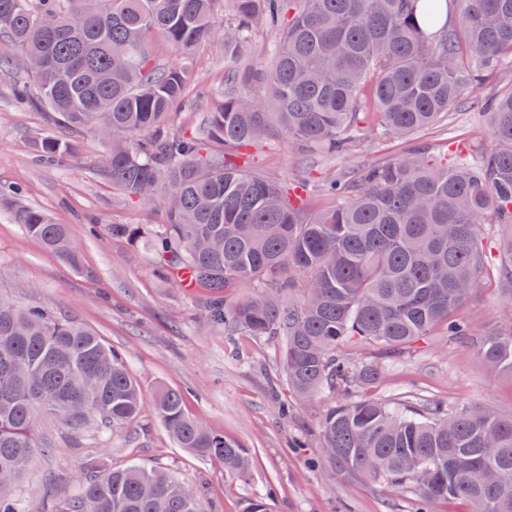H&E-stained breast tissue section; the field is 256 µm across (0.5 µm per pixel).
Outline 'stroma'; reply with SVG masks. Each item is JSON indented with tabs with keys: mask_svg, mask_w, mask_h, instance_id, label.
<instances>
[{
	"mask_svg": "<svg viewBox=\"0 0 512 512\" xmlns=\"http://www.w3.org/2000/svg\"><path fill=\"white\" fill-rule=\"evenodd\" d=\"M196 81L224 82L229 60L219 41L197 51ZM0 82V185L23 184L25 203L68 225L81 243L80 269H73L0 212V293L21 306H48L58 315L94 330L120 351L145 392L165 386L184 394L189 416L205 422L225 440L246 448L248 475L224 472L188 455L166 433L152 406L114 432L76 433L42 418L35 435L44 450L32 470L8 490L23 512H46L75 490L90 460L118 469L132 463L160 467L197 486L209 512H245L248 502L266 498L271 512H412L411 494H390L375 483L332 476L321 454L319 426L330 397L293 409L294 396L282 373L285 339L202 330L205 309L196 287L168 273L149 235L162 224L159 208L129 198L99 168L106 147L85 133L62 130L80 158L60 168L38 166L32 151L36 133L51 128L48 113L18 109ZM487 90H469L448 121L420 132L422 143L461 147L480 159L491 147ZM404 139L364 140L352 153L303 160L287 139L273 135L253 148L254 166L283 182L325 179L399 155ZM109 224H139L145 237L131 242L107 233ZM461 312L475 336L459 342L433 336L414 355L386 359L371 396L408 405L480 404L512 416V375L489 368L477 352L480 332L512 320V302L488 272H481Z\"/></svg>",
	"mask_w": 512,
	"mask_h": 512,
	"instance_id": "obj_1",
	"label": "stroma"
}]
</instances>
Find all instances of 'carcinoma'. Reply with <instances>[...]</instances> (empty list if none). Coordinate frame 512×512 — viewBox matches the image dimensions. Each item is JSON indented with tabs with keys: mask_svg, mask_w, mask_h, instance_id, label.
<instances>
[{
	"mask_svg": "<svg viewBox=\"0 0 512 512\" xmlns=\"http://www.w3.org/2000/svg\"><path fill=\"white\" fill-rule=\"evenodd\" d=\"M229 18L217 24L221 3ZM275 33L270 61L240 56L254 31ZM176 50L162 61L148 38ZM224 41L234 66L197 91L208 112L194 132L176 109L195 81L194 51ZM10 98L106 144L101 168L130 198L158 206L160 257L201 290L205 327L283 336L282 367L297 404L336 397L320 424L331 472L412 488L416 512L445 502L512 512V416L477 404L403 407L357 392L435 332L465 339L458 315L487 259L481 224L512 229V0H0V81ZM490 84L493 148L475 162L426 145L311 195L248 166L277 130L299 153H347L369 134L407 139ZM37 160L67 165L71 140H33ZM0 189V209L71 267L81 245L67 225ZM114 237L141 238L137 224ZM494 277L512 301V234ZM368 349L367 357L341 348ZM482 358L512 373V324L486 333ZM151 403L188 454L244 476L250 458L188 416L182 393L147 395L122 356L88 327L0 295V512L5 489L32 469L35 422L117 430ZM54 512H208L203 492L162 468L86 467Z\"/></svg>",
	"mask_w": 512,
	"mask_h": 512,
	"instance_id": "cac0c4a2",
	"label": "carcinoma"
}]
</instances>
